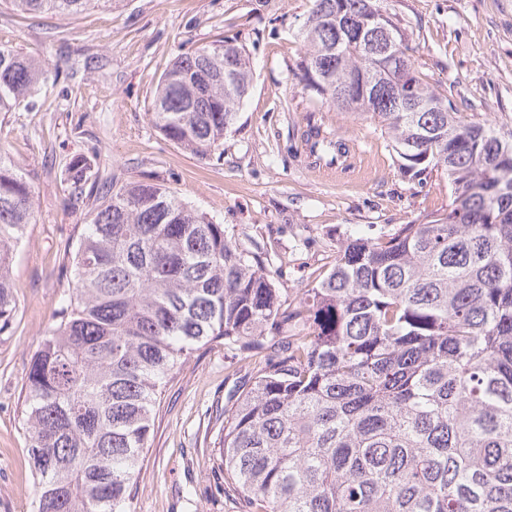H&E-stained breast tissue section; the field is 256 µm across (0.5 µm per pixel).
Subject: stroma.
<instances>
[{"instance_id":"stroma-1","label":"stroma","mask_w":512,"mask_h":512,"mask_svg":"<svg viewBox=\"0 0 512 512\" xmlns=\"http://www.w3.org/2000/svg\"><path fill=\"white\" fill-rule=\"evenodd\" d=\"M412 39V59L437 92L512 130V0H379ZM311 0H121L77 17H27L0 7V43L48 65L33 107L0 114V141L34 174L35 224L13 267L15 330L0 335V512H33L23 425L24 375L74 284L71 256L96 204L63 180L75 157L101 177L169 187L214 216L243 248L282 265L279 288L303 287L361 231L387 232L448 203V183L402 176L387 141L364 117L304 90L295 34ZM237 37L252 85L224 138L201 160L150 121L158 79L189 49ZM324 124L357 140L354 172L312 170L303 134ZM247 363L223 342L201 347L166 386L154 415L131 512H245L218 466L215 408L227 405Z\"/></svg>"}]
</instances>
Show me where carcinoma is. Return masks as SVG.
Instances as JSON below:
<instances>
[{
    "instance_id": "cac0c4a2",
    "label": "carcinoma",
    "mask_w": 512,
    "mask_h": 512,
    "mask_svg": "<svg viewBox=\"0 0 512 512\" xmlns=\"http://www.w3.org/2000/svg\"><path fill=\"white\" fill-rule=\"evenodd\" d=\"M73 16L116 0H4ZM377 15L363 29L362 15ZM304 88L380 125L403 176L448 180V207L351 235L294 294L224 225L160 184L108 186L85 157L64 179L102 203L24 377L35 512H130L166 379L213 340L252 368L215 410L220 465L247 512H512V131L465 121L411 60L376 0H313L298 32ZM398 58L406 69L388 68ZM45 64L0 45V113ZM229 40L177 57L149 113L215 156L251 81ZM314 162L336 154L307 126ZM30 172L0 142V335L10 272L36 223Z\"/></svg>"
}]
</instances>
